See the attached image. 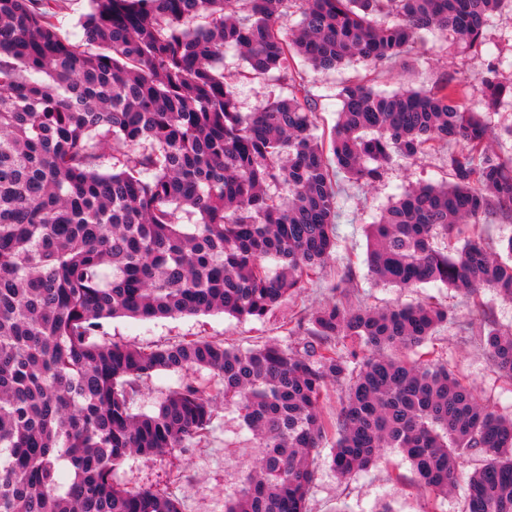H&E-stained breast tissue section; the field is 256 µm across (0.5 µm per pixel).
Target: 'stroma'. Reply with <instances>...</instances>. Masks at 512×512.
Segmentation results:
<instances>
[{"label": "stroma", "instance_id": "stroma-1", "mask_svg": "<svg viewBox=\"0 0 512 512\" xmlns=\"http://www.w3.org/2000/svg\"><path fill=\"white\" fill-rule=\"evenodd\" d=\"M484 37V46L476 51L427 36L416 53L379 77L377 87L387 92L400 86L428 89L450 76L474 78L494 56L512 63V14L493 16ZM293 66L308 81L317 99L319 128L325 132L336 124L340 87L368 72L361 63L316 71L297 59ZM223 68L242 112L256 111L268 101L288 94L286 85L274 77H245L246 65L235 50L225 51ZM445 155V150L435 149L414 161H393L383 178L373 184L339 179L335 254L319 278L305 283L264 318H236L216 312L152 321L115 318L104 325L107 338L143 347L190 340H221L239 349L271 343L294 345L302 338L301 324L340 293H347L353 303L371 308L429 300L447 307L452 314L448 324L439 328L427 345L431 359L448 363L464 383L473 387L482 402L494 406L500 414L512 415V384L492 370L483 351L487 323L512 325L511 301L487 289L466 297L443 286L403 290L373 284L368 276L367 224L373 223L380 211L406 189L444 182ZM257 455V441L242 427L233 409L222 406L206 442L182 453L130 457L119 468L117 479L131 489H165L180 500L182 512H224L225 496L241 487ZM476 465V459L462 458L461 482L448 496L437 498L416 483L409 461L398 449H385L368 470L343 480L333 472L331 451L326 448L316 461L308 510L378 512L386 503L392 512H461L466 491L464 477Z\"/></svg>", "mask_w": 512, "mask_h": 512}]
</instances>
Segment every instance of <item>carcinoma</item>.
I'll return each mask as SVG.
<instances>
[{
	"mask_svg": "<svg viewBox=\"0 0 512 512\" xmlns=\"http://www.w3.org/2000/svg\"><path fill=\"white\" fill-rule=\"evenodd\" d=\"M512 0H90L81 35L60 31L62 0H0V512H181L161 490L116 478L130 457L206 439L215 399L186 380L135 410L158 371L206 368L260 455L224 512H306L331 433L341 479L387 448L436 496L469 476L462 512H512V417L480 401L444 363L412 358L448 309L384 310L338 299L308 319L300 346L228 348L191 340L137 347L104 322L208 312L262 318L328 264L337 178L378 181L394 158L448 146L444 186L405 190L369 225L378 283H441L512 300V237L495 253L483 220H512V159L492 151L486 114L512 98L502 63L429 90L343 84L336 126L317 134L316 69H392L424 35L467 49ZM297 9L294 32L280 20ZM288 95L240 111L224 49ZM280 192L273 193L271 188ZM198 216L192 224L183 216ZM367 351L359 366L349 344ZM512 381V327L483 341ZM346 386L324 418L328 384Z\"/></svg>",
	"mask_w": 512,
	"mask_h": 512,
	"instance_id": "obj_1",
	"label": "carcinoma"
}]
</instances>
